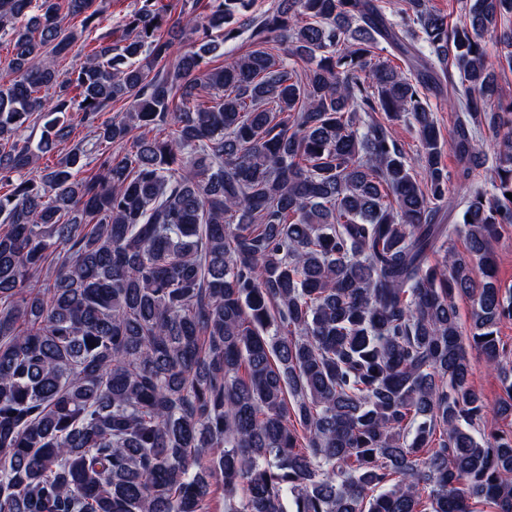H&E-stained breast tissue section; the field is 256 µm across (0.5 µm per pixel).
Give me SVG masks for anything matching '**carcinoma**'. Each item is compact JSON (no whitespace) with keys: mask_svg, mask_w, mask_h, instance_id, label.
<instances>
[{"mask_svg":"<svg viewBox=\"0 0 512 512\" xmlns=\"http://www.w3.org/2000/svg\"><path fill=\"white\" fill-rule=\"evenodd\" d=\"M101 2L0 0V512H210L218 476L231 512H512V436L481 428L467 352L511 415L492 246L512 98L490 58L512 72V0L453 23L428 0L396 21L383 0H135L60 78ZM70 112L95 141L39 167ZM428 102L434 112V117L442 134L448 140V129L453 126L455 112L448 108V95H434L429 93ZM395 139L401 144L408 158L416 157L419 149V138L414 127L408 122L398 121L392 125Z\"/></svg>","mask_w":512,"mask_h":512,"instance_id":"cac0c4a2","label":"carcinoma"}]
</instances>
